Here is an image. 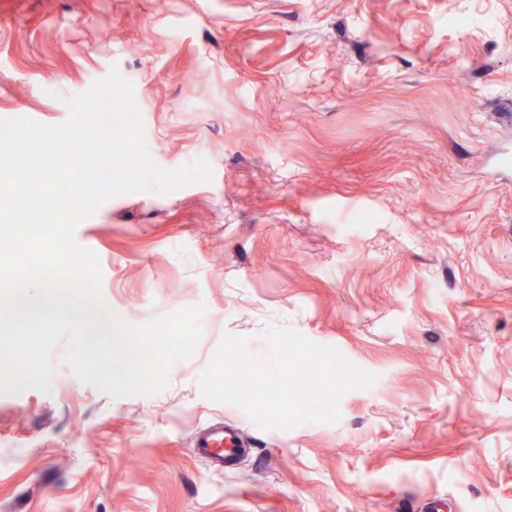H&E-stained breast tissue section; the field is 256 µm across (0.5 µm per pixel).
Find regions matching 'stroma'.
Returning a JSON list of instances; mask_svg holds the SVG:
<instances>
[{
	"instance_id": "1",
	"label": "stroma",
	"mask_w": 512,
	"mask_h": 512,
	"mask_svg": "<svg viewBox=\"0 0 512 512\" xmlns=\"http://www.w3.org/2000/svg\"><path fill=\"white\" fill-rule=\"evenodd\" d=\"M118 69L152 159L210 181L76 228L140 325L203 306L155 396L61 363L0 394V512H512V0H0V119L56 125ZM371 373L332 424L260 428L203 394L268 326ZM242 424L216 469L189 441Z\"/></svg>"
}]
</instances>
